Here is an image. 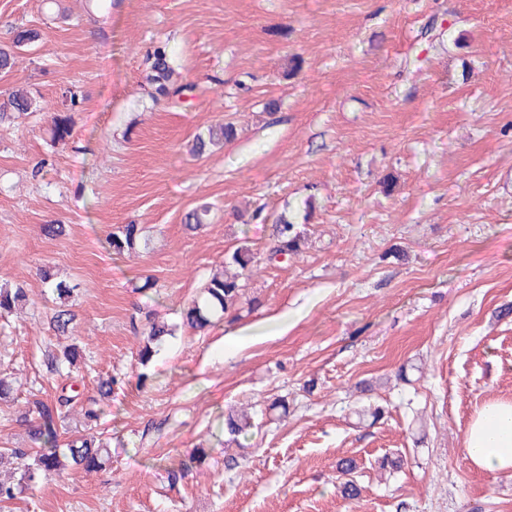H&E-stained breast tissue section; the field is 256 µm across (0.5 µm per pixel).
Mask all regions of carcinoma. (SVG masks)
<instances>
[{"instance_id": "obj_1", "label": "carcinoma", "mask_w": 512, "mask_h": 512, "mask_svg": "<svg viewBox=\"0 0 512 512\" xmlns=\"http://www.w3.org/2000/svg\"><path fill=\"white\" fill-rule=\"evenodd\" d=\"M86 13L90 20L99 23L108 19L104 0H86ZM39 33L33 29L17 32L14 49H0V72L7 73L15 66V50L27 47L38 40ZM146 94L158 101L183 95L185 86H177L173 81L174 68L171 55L165 46H157L146 54L144 61ZM36 106L31 93L18 88L0 99V127L10 126L18 119L30 114ZM73 120L68 112H58L52 117L51 141L65 143L72 135ZM236 138V130L228 123H217L208 128L206 135H199L193 141L190 153L202 156L212 147ZM275 240L270 258L290 259L303 250L306 244L304 236L297 225L284 214L279 215L274 225ZM142 239V228L137 224H124L112 232L108 239L112 253L130 254L137 250ZM254 266L251 249L243 244L231 255L225 268L213 273L203 287L202 299L193 301L183 310L182 324L196 330H203L212 325V319L231 311L243 298V288L248 273ZM45 287L56 295L57 307L51 316L53 331L61 336L71 334L75 314L70 308V298L75 286L58 281L46 270L42 273ZM26 301V292L22 288H0V310L10 311ZM148 331L144 334L138 351L139 364L145 371L139 374V381L150 379L146 372L166 337L174 334V329L167 323L159 321L151 313L145 314ZM80 346L72 342L59 352L50 356V366L54 369L62 365L73 367L79 357ZM73 397L60 395L57 403L34 402L30 412L21 414L17 422L26 427L30 446L27 448H0V502H9L29 489L42 483L49 475L62 471L101 470L112 461L111 441L99 435L84 433L78 429L70 431L64 447H58L59 426L67 418L63 407L70 404ZM252 426L251 417L246 414H228L224 417V434L229 441L236 442L238 437ZM356 468L351 459H344L337 465V470L347 477L340 485V492L347 499H356L360 488L348 475Z\"/></svg>"}]
</instances>
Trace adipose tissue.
Wrapping results in <instances>:
<instances>
[{"instance_id":"1","label":"adipose tissue","mask_w":512,"mask_h":512,"mask_svg":"<svg viewBox=\"0 0 512 512\" xmlns=\"http://www.w3.org/2000/svg\"><path fill=\"white\" fill-rule=\"evenodd\" d=\"M469 461L478 469L512 473V401L485 404L465 436Z\"/></svg>"}]
</instances>
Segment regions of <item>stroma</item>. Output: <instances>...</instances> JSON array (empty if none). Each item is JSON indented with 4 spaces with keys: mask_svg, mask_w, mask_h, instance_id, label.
<instances>
[{
    "mask_svg": "<svg viewBox=\"0 0 512 512\" xmlns=\"http://www.w3.org/2000/svg\"><path fill=\"white\" fill-rule=\"evenodd\" d=\"M0 0V47L40 38L0 74L37 109L0 129V447L24 448L16 418L61 390L79 400L125 381L94 428L105 470L46 479L0 512H512V476L473 466L466 430L512 401V0ZM166 43L178 101L142 88L146 51ZM76 89L67 143L50 141ZM236 140L195 157L197 135ZM209 205L196 232L186 212ZM307 238L267 263L270 214ZM65 225L50 239L42 225ZM124 224L137 254L108 250ZM259 262L248 304L203 331L181 326L212 270L241 244ZM77 283L82 356L52 373L55 307L40 272ZM152 289H143L144 280ZM177 331L140 383L146 313ZM289 317L271 335L269 320ZM256 339L225 351V334ZM283 399L287 410L275 409ZM380 418L371 415L375 407ZM251 410L237 468L224 415ZM208 449L187 479L168 469ZM399 456L397 470L379 469ZM351 458L361 488L341 496ZM236 138V130L232 124L217 123L211 125L205 136L198 135L193 141L190 153L194 156H202L208 153L212 147L230 142Z\"/></svg>",
    "mask_w": 512,
    "mask_h": 512,
    "instance_id": "obj_1",
    "label": "stroma"
}]
</instances>
